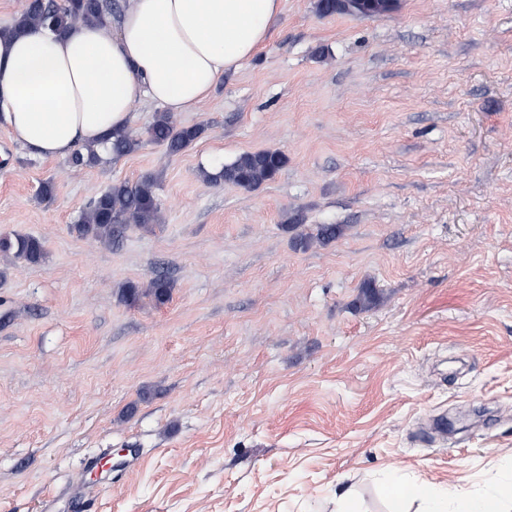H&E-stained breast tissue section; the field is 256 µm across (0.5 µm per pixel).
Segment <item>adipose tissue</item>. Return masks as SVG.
<instances>
[{"mask_svg": "<svg viewBox=\"0 0 512 512\" xmlns=\"http://www.w3.org/2000/svg\"><path fill=\"white\" fill-rule=\"evenodd\" d=\"M284 0H124L106 26L79 24L0 35V126L43 159L104 150L130 130L138 106L195 112L224 74L266 45ZM387 493L420 512H505L512 476L475 493L411 483L392 473Z\"/></svg>", "mask_w": 512, "mask_h": 512, "instance_id": "obj_1", "label": "adipose tissue"}]
</instances>
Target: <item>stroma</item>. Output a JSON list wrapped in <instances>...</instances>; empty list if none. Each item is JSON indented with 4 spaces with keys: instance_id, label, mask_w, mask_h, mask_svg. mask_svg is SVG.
<instances>
[{
    "instance_id": "35a3bbf8",
    "label": "stroma",
    "mask_w": 512,
    "mask_h": 512,
    "mask_svg": "<svg viewBox=\"0 0 512 512\" xmlns=\"http://www.w3.org/2000/svg\"><path fill=\"white\" fill-rule=\"evenodd\" d=\"M175 120L205 127L183 153L81 170L0 128V234L46 251L0 262V512H335L347 488L391 512L392 469L512 473V0H284ZM262 149L288 163L258 189L199 176ZM148 172L161 224L111 250L71 232ZM159 275L165 306L119 301ZM387 0H318L317 9L323 15L336 14V9L342 13L356 16H379L386 11L382 5ZM376 6V7H374ZM12 255L27 265H38L45 259L43 242L32 235L12 234L0 236V255Z\"/></svg>"
}]
</instances>
